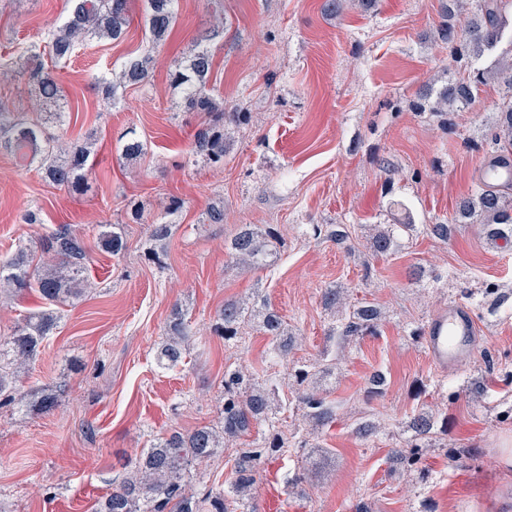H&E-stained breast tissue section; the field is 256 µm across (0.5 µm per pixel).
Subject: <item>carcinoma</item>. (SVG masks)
<instances>
[{
  "label": "carcinoma",
  "instance_id": "carcinoma-1",
  "mask_svg": "<svg viewBox=\"0 0 512 512\" xmlns=\"http://www.w3.org/2000/svg\"><path fill=\"white\" fill-rule=\"evenodd\" d=\"M64 21L47 31V43L53 57L65 61L80 45L93 39L118 40L129 24V0H66ZM145 27L149 40L142 54L124 62L118 79L101 77L107 94L114 97L121 87L148 80L156 46L173 28L178 15L177 0H143ZM512 0H440L439 21L434 30L437 42L448 48L450 75L441 85H424L413 103L419 113H430L448 126V113L468 108L489 84L507 88L498 104L499 120L491 141L494 145L490 165L512 166ZM496 54L494 66L480 64L486 54ZM214 67L212 50L195 43L184 64L170 75L172 84L182 88L185 111L203 118L194 135L192 153L214 165L224 163L230 149L232 127L248 121V113L207 88ZM30 77L37 86L35 108L53 105L63 97V88L55 77L35 67ZM93 143L54 148L42 127L0 101V152L11 155L20 166L39 162L46 177L70 194H80L87 182ZM120 157L135 160L145 154L138 137L129 136L119 147ZM184 207L178 197L163 206L164 217L146 228L148 254L158 264L166 254L165 245L172 227ZM454 224H480L488 234L512 233V180L508 182L474 181L470 191L455 202ZM417 230L412 220L399 224H378L370 235L374 256L395 251L397 236ZM271 230L245 224L227 246L236 262L251 269L271 265L274 258ZM316 240L340 241L349 238L347 227L339 224L331 230L312 227ZM106 252L118 256L125 249L123 233L115 224H104L98 233ZM36 255L21 244L8 259L0 262V298L21 300L34 292L42 306L29 311L7 332L0 333V409L50 412L65 393L61 385L37 391L22 389L26 369L40 354L43 342L59 327L62 308L75 305L85 294L89 282L84 276L86 246L70 225L61 224L40 245ZM322 308L331 314L329 345L312 363L292 367L295 400L302 410L303 430L288 432L281 418L285 402L275 378L264 370L257 373L243 365L224 369V397L221 426L203 425L184 434L174 432L153 441L112 483L110 491L95 504L94 512H256L252 499L267 461L283 456L293 448H311L325 453L319 435L336 419L335 407L327 401L322 385L336 376L337 360L348 345L364 336H375L382 324L381 310L373 303L358 305L348 301L342 288H327L321 294ZM250 325L269 339L270 365L288 360L298 337L288 333L280 315L267 300H228L217 312L212 332L231 342L241 338L243 327ZM196 333L177 311L166 330L158 366L170 369L182 363ZM260 437L239 448L234 457L229 490L224 485L191 489L189 467L195 461L212 458L222 448L241 440L252 428ZM447 428L438 426L432 412L421 409L406 423L404 444L390 451L394 469L425 476L421 467L426 449L439 448L440 436Z\"/></svg>",
  "mask_w": 512,
  "mask_h": 512
}]
</instances>
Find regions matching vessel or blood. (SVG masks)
I'll use <instances>...</instances> for the list:
<instances>
[{
  "instance_id": "b4317fda",
  "label": "vessel or blood",
  "mask_w": 512,
  "mask_h": 512,
  "mask_svg": "<svg viewBox=\"0 0 512 512\" xmlns=\"http://www.w3.org/2000/svg\"><path fill=\"white\" fill-rule=\"evenodd\" d=\"M476 331L470 310L460 305L449 306L425 328V344L432 362L441 366L454 365L470 355Z\"/></svg>"
}]
</instances>
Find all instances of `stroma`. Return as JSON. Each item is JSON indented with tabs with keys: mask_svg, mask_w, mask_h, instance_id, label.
<instances>
[{
	"mask_svg": "<svg viewBox=\"0 0 512 512\" xmlns=\"http://www.w3.org/2000/svg\"><path fill=\"white\" fill-rule=\"evenodd\" d=\"M324 0H179L176 23L154 52L150 79L108 98L93 75L120 70L147 41L142 0H132L121 40L80 46L65 66L49 51L38 62L65 91V127L47 125L63 143L95 135L88 187L71 195L45 181L38 166L20 167L0 154V257L25 243L38 247L58 225L85 237L90 288L65 308L60 326L29 366L25 388L65 385L48 413L0 416V512H93L121 478L124 462L170 431L217 423L224 369L265 366L268 339L259 332L224 342L211 326L225 301L261 296L302 336L273 373L293 393L291 366L319 357L328 318L327 288L348 289L385 314L380 332L352 343L339 362L327 398L336 421L326 429L331 456L309 483L285 490L282 478L298 464L289 456L267 462L255 490L258 512H505L512 503V243L492 247L476 224L456 225L448 240L426 231L451 215L487 159L486 137L502 97L489 86L447 126L409 107L420 85L444 75L448 52L424 34L437 18V0H382L365 15L356 0L325 15ZM65 0H0V56L18 57L41 41ZM223 21L212 38L210 85L250 114L223 165L189 153L200 119L183 110L169 75L193 41ZM135 131L145 144L136 163L119 156V140ZM396 167L394 179L379 159ZM185 202L172 228L163 265L147 257L146 227L128 219L132 205L145 217L168 197ZM224 221L210 223V207ZM38 212L36 224L24 220ZM411 217L419 230L386 257L368 249L373 225ZM125 227L121 255L103 252L100 225ZM245 224L273 227L276 260L253 270L237 265L225 246ZM315 224H343L342 247L312 236ZM502 297L481 305L488 284ZM466 305L479 332L475 352L442 369L424 340L410 336L449 304ZM185 311L199 341L177 370L159 369L156 351L174 306ZM383 372L382 395L369 377ZM485 383L486 395L468 385ZM432 410L448 426L447 448L425 455L428 479L391 472L388 455L406 422ZM371 420L376 436L354 428ZM468 449L470 461L449 460Z\"/></svg>",
	"mask_w": 512,
	"mask_h": 512,
	"instance_id": "35a3bbf8",
	"label": "stroma"
}]
</instances>
